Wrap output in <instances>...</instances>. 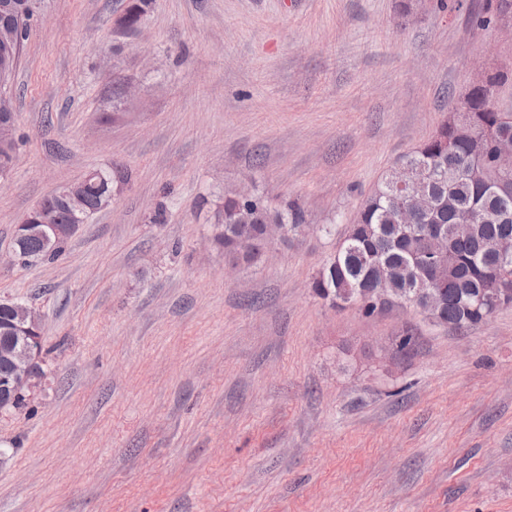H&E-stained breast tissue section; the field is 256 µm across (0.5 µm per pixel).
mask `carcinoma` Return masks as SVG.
<instances>
[{
	"mask_svg": "<svg viewBox=\"0 0 512 512\" xmlns=\"http://www.w3.org/2000/svg\"><path fill=\"white\" fill-rule=\"evenodd\" d=\"M148 7L149 0H126L125 29L134 30ZM32 20L21 10L15 17L18 59ZM511 78L499 71L489 77V89L465 93L461 105L471 111L469 125L446 118L432 137L400 160L419 172L423 191L433 202V209L420 216L413 232H407L401 222L402 193L393 175L387 174L378 183L361 204L339 251L314 279L312 290L317 297L336 307L355 305L364 315L372 316L376 306L360 299L372 288L387 289L388 305L398 307L419 305L436 295L440 306L434 323L454 330L476 325L499 309L512 306V294L498 303L477 304L479 295L491 298L501 291L499 282L512 284V262L501 261L494 250L496 239L512 236V186H500L492 168L497 142L512 140V112H491L487 103V95L499 92ZM478 133L488 135L483 179L471 176ZM97 172L96 180L87 187L92 216L97 214L100 198L117 196L130 179L122 170L99 168ZM52 210L55 223H74L64 196L55 197ZM222 217L214 243L224 251L226 261L248 266L259 262L267 248L263 225L283 224L295 232L305 223L302 211L295 206L273 209L261 195L254 193L247 198L236 189L224 191ZM431 224L448 231V257L434 264L423 260ZM65 245L63 240L49 252L39 236L14 239L24 265L55 261Z\"/></svg>",
	"mask_w": 512,
	"mask_h": 512,
	"instance_id": "carcinoma-1",
	"label": "carcinoma"
}]
</instances>
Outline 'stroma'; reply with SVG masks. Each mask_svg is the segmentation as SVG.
Wrapping results in <instances>:
<instances>
[{
  "label": "stroma",
  "instance_id": "obj_1",
  "mask_svg": "<svg viewBox=\"0 0 512 512\" xmlns=\"http://www.w3.org/2000/svg\"><path fill=\"white\" fill-rule=\"evenodd\" d=\"M406 2L152 0L127 32L121 0H44L0 186V298L40 315L43 377L0 415V512H512V307L455 333L311 290L479 68H512L486 0ZM108 167L111 208L15 261L23 214ZM247 183L306 223L228 278L216 214ZM67 241L68 238L59 242L53 251L49 253L46 242L42 237L29 236L23 239L14 237L13 244L15 249L12 250V254L16 261H21L25 265L45 261L52 262L63 254ZM16 249L21 252L22 260Z\"/></svg>",
  "mask_w": 512,
  "mask_h": 512
}]
</instances>
